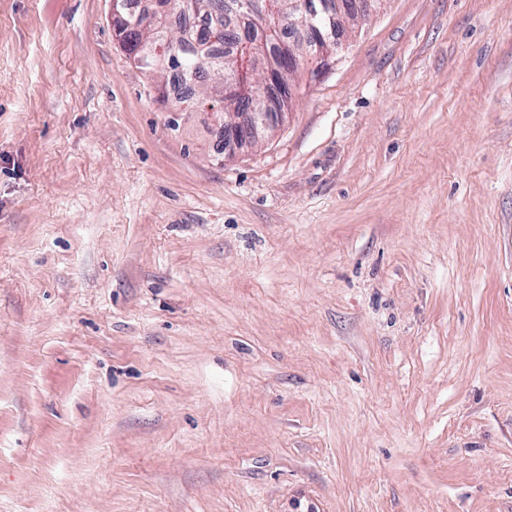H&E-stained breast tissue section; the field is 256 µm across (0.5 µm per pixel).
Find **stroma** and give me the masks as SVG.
<instances>
[{
  "instance_id": "stroma-1",
  "label": "stroma",
  "mask_w": 512,
  "mask_h": 512,
  "mask_svg": "<svg viewBox=\"0 0 512 512\" xmlns=\"http://www.w3.org/2000/svg\"><path fill=\"white\" fill-rule=\"evenodd\" d=\"M108 0H0V512H512V0H386L220 159ZM110 16L115 28L116 38L120 45L127 42V31H125L127 16L131 13L128 0H109Z\"/></svg>"
}]
</instances>
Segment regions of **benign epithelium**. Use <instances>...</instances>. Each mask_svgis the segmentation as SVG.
Listing matches in <instances>:
<instances>
[{
	"mask_svg": "<svg viewBox=\"0 0 512 512\" xmlns=\"http://www.w3.org/2000/svg\"><path fill=\"white\" fill-rule=\"evenodd\" d=\"M172 0H143L141 11L146 14L143 26L155 25L165 21ZM296 10L302 15V29L306 32L309 49L320 55L326 45L336 44L341 50L346 44L349 29L356 20L376 10L374 0H299ZM110 16L119 44L127 42L125 31L127 16L131 13L128 0H109ZM139 48L152 55L158 66L167 69L175 63L170 52L169 39L159 36L149 42H143ZM302 61L294 51L288 52L279 65L264 71L259 91L270 87L277 98H284L286 82L301 67ZM211 98L218 100L232 110V119L224 122L225 156L232 157L241 149L253 145L279 125L285 113L255 112L248 93L237 83L227 81L213 90Z\"/></svg>",
	"mask_w": 512,
	"mask_h": 512,
	"instance_id": "7a95c632",
	"label": "benign epithelium"
}]
</instances>
